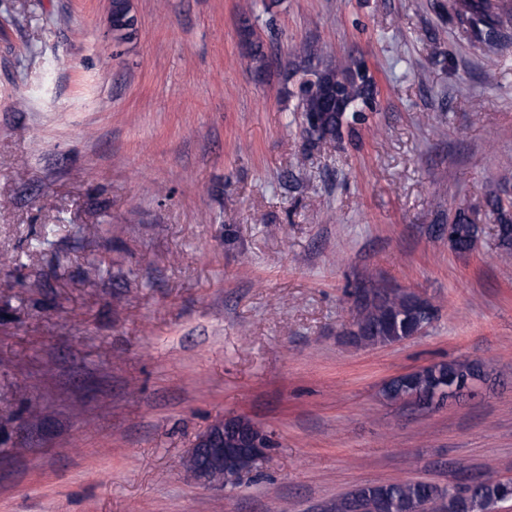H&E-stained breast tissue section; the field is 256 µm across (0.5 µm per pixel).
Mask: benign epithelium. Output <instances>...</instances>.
Segmentation results:
<instances>
[{
	"label": "benign epithelium",
	"mask_w": 512,
	"mask_h": 512,
	"mask_svg": "<svg viewBox=\"0 0 512 512\" xmlns=\"http://www.w3.org/2000/svg\"><path fill=\"white\" fill-rule=\"evenodd\" d=\"M388 291L386 286L360 288L355 293L354 306L374 301ZM272 447L273 437L267 430L244 417H221L196 438L184 468L195 481L233 485L262 463Z\"/></svg>",
	"instance_id": "7a95c632"
}]
</instances>
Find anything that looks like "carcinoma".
I'll use <instances>...</instances> for the list:
<instances>
[{"mask_svg": "<svg viewBox=\"0 0 512 512\" xmlns=\"http://www.w3.org/2000/svg\"><path fill=\"white\" fill-rule=\"evenodd\" d=\"M125 0H113L112 25L123 29L130 25ZM448 19L466 34L492 49L503 37L505 24L512 21V0H451L448 3ZM244 57L257 73L267 65V53L253 29L247 23L240 29ZM315 76V82L299 85L297 97L300 112L308 113L320 121L329 134V142L342 140L343 128L351 121L369 123L376 112L372 100L373 79L359 71L355 57L345 61L326 60L306 69ZM487 205L498 224L505 227L496 233V247L506 257L512 256V183L503 179L496 191L490 193ZM450 231L455 237L458 250L468 252L478 239V229L463 211L452 218ZM436 307L424 312L417 306L410 293L391 289L378 301L368 304L357 312L359 332L350 336L355 344L381 345L400 342L413 336L416 329L424 330L432 323ZM486 377L483 365L478 361H448L421 369L410 379H393L383 387L384 396L396 403L411 398L424 403L434 391L446 385L454 389L457 397L468 388V381ZM440 502L443 512H495L500 504L512 499V487L491 477L483 479L475 492L466 500L458 496V485L441 488L419 481H399L383 485H363L348 497L332 504V512H372L371 506L384 503L386 512H417L424 500Z\"/></svg>", "mask_w": 512, "mask_h": 512, "instance_id": "cac0c4a2", "label": "carcinoma"}]
</instances>
